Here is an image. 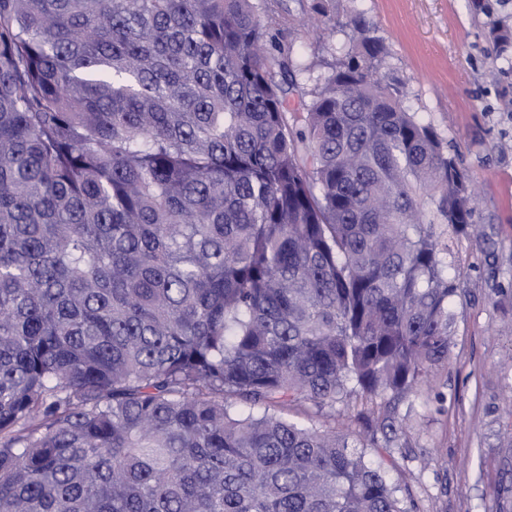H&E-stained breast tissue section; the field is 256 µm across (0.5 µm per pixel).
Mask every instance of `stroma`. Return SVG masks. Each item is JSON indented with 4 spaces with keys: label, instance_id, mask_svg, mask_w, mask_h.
I'll return each instance as SVG.
<instances>
[{
    "label": "stroma",
    "instance_id": "stroma-1",
    "mask_svg": "<svg viewBox=\"0 0 512 512\" xmlns=\"http://www.w3.org/2000/svg\"><path fill=\"white\" fill-rule=\"evenodd\" d=\"M311 0H258L311 70L326 75L349 31L309 26ZM364 11L391 48L383 70L404 101L459 157L476 192L479 237L449 241L448 272L462 288L442 371L444 402L420 388L398 406L405 434L388 473L415 512H512V61L491 36L512 0H339Z\"/></svg>",
    "mask_w": 512,
    "mask_h": 512
}]
</instances>
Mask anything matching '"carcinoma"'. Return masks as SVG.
Wrapping results in <instances>:
<instances>
[{
  "label": "carcinoma",
  "instance_id": "carcinoma-1",
  "mask_svg": "<svg viewBox=\"0 0 512 512\" xmlns=\"http://www.w3.org/2000/svg\"><path fill=\"white\" fill-rule=\"evenodd\" d=\"M311 10L350 43L290 111L256 0H0V512H410L473 192L364 13ZM387 394L378 464L286 416Z\"/></svg>",
  "mask_w": 512,
  "mask_h": 512
}]
</instances>
